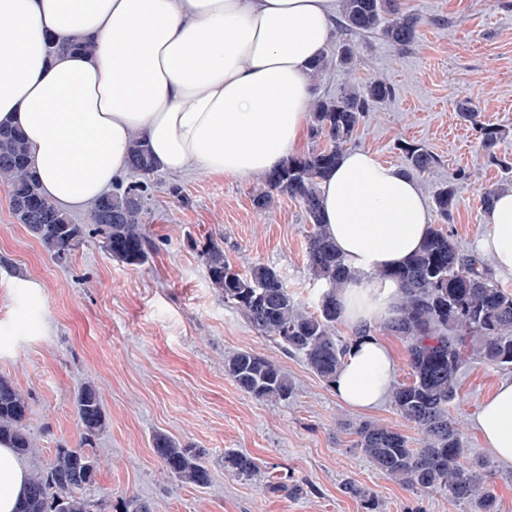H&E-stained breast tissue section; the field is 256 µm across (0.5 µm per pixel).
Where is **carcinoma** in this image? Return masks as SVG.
<instances>
[{"instance_id": "cac0c4a2", "label": "carcinoma", "mask_w": 512, "mask_h": 512, "mask_svg": "<svg viewBox=\"0 0 512 512\" xmlns=\"http://www.w3.org/2000/svg\"><path fill=\"white\" fill-rule=\"evenodd\" d=\"M419 20L401 9L399 0H342L337 26L350 35L382 33L401 49L415 43ZM355 63V45L346 40L336 59L319 56L310 64L309 78L327 75L333 64ZM395 94L382 80L357 88H345L336 96H319L311 104L310 130L328 145L302 155H291L277 170L262 176L253 202L266 208L286 195L304 208L313 231L306 244V265L312 279L324 286L312 312H301L278 272L266 264L239 272L224 254L222 240L214 237L200 251L210 283L224 300L238 308L259 334L284 350L302 357L307 367L330 383L340 369L350 343L337 335L342 324L336 294L362 276L349 270L323 230L320 220L319 185L336 166L346 144L364 114L379 101ZM461 116L475 123L479 147L495 164L506 169L512 162L497 156L503 131L476 122L473 101L458 102ZM409 168L422 174L435 163L423 146L402 147ZM129 165L139 180L118 192H107L92 206L90 225L75 224L58 205L41 192L30 170L27 143L22 131L0 127V184L9 188L10 207L17 221L35 237L46 253L58 262L67 261L83 244L86 233L100 238L102 247L129 266L147 262L153 244L144 226L146 192L156 165L149 146L134 137L128 148ZM434 205L448 220L456 205L452 185L434 193ZM396 284L397 316L383 326L403 341L409 381L394 385L392 403L417 428V443L387 426L364 421L354 428L356 445L367 461L386 478L406 490L442 493L467 507V512H498L497 497L490 486L491 463L473 461L464 448L463 434L450 416L458 400V373L468 355L487 365L512 368V290L493 278L478 256L463 253L441 228H432L421 249L403 266L375 275ZM224 371L250 397L262 402L285 401L294 387L288 374L272 361L253 352L239 351L224 360ZM75 410L81 426L76 448L61 445L47 467L35 471L17 512H107L109 505L87 496L96 483L100 460L90 448L107 427L102 399L91 382L80 384ZM32 408L29 397L15 383L0 376V443L24 454L33 447L25 424ZM153 448L165 470L177 480L206 486L211 471L202 460L204 451L183 446L158 433ZM224 473L251 480L261 474L255 458L239 451L224 452ZM265 489L299 496L304 489L268 477ZM348 493L361 500L366 512H376L378 501L368 489L353 483Z\"/></svg>"}]
</instances>
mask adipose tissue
Returning <instances> with one entry per match:
<instances>
[{
  "mask_svg": "<svg viewBox=\"0 0 512 512\" xmlns=\"http://www.w3.org/2000/svg\"><path fill=\"white\" fill-rule=\"evenodd\" d=\"M337 10V0H0V125L24 133L44 195L65 209L110 190L136 135L173 174L270 172L307 129V65L331 40ZM76 35L92 53L65 49ZM319 190L328 235L363 277L338 297L345 320L387 321L396 287L375 274L406 261L432 222L416 179L355 149ZM483 222L477 251L512 274V190L495 196ZM395 368L390 347L366 336L332 387L369 411L390 395ZM476 427L512 466V380L486 398ZM28 477L17 452L0 445V512H15Z\"/></svg>",
  "mask_w": 512,
  "mask_h": 512,
  "instance_id": "adipose-tissue-1",
  "label": "adipose tissue"
}]
</instances>
